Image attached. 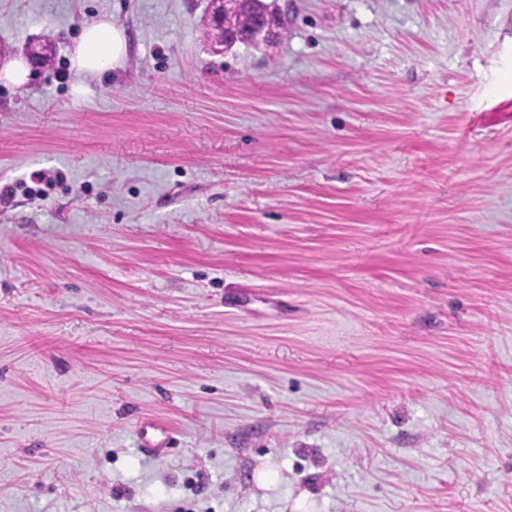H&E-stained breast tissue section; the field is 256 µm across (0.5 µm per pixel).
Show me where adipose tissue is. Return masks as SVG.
I'll return each mask as SVG.
<instances>
[{
    "instance_id": "1",
    "label": "adipose tissue",
    "mask_w": 512,
    "mask_h": 512,
    "mask_svg": "<svg viewBox=\"0 0 512 512\" xmlns=\"http://www.w3.org/2000/svg\"><path fill=\"white\" fill-rule=\"evenodd\" d=\"M128 49L125 29L103 16L84 27L73 46L71 64L79 74L97 76L122 67Z\"/></svg>"
}]
</instances>
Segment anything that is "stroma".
Instances as JSON below:
<instances>
[{
    "label": "stroma",
    "mask_w": 512,
    "mask_h": 512,
    "mask_svg": "<svg viewBox=\"0 0 512 512\" xmlns=\"http://www.w3.org/2000/svg\"><path fill=\"white\" fill-rule=\"evenodd\" d=\"M207 4L0 0V512H512V0ZM256 12V4L253 0H243L240 5V11L236 14L226 15L224 17V26H216L207 22L203 37L213 43L221 42L224 39V27H241L249 23ZM276 31L269 24L258 21L250 26L245 32L229 33L224 39V45L214 46V53H223L224 49L234 47L237 44L245 45H263L271 41ZM129 40L124 28L114 25L104 15L87 24L71 53V64L77 73L97 76L123 66L128 55ZM30 74V65L23 57H4L0 65V79L7 85L22 86ZM138 438L141 448L151 455L168 456L175 451L178 442L170 431L159 422L143 423Z\"/></svg>",
    "instance_id": "stroma-1"
}]
</instances>
